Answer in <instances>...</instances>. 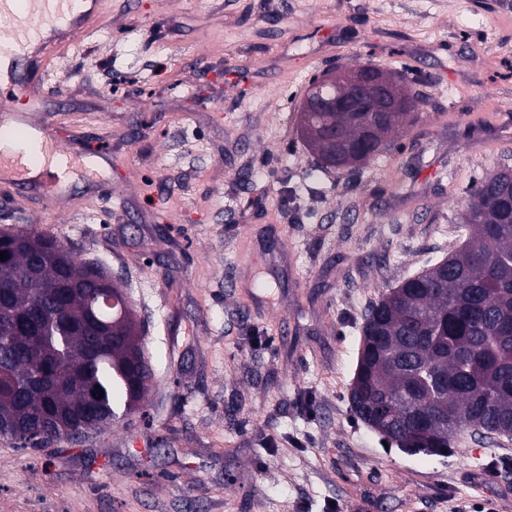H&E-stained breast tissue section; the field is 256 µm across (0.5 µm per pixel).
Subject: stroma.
Wrapping results in <instances>:
<instances>
[{
	"instance_id": "1",
	"label": "stroma",
	"mask_w": 512,
	"mask_h": 512,
	"mask_svg": "<svg viewBox=\"0 0 512 512\" xmlns=\"http://www.w3.org/2000/svg\"><path fill=\"white\" fill-rule=\"evenodd\" d=\"M355 63L441 81L397 161L325 170L300 106ZM43 100L79 156L68 202L0 188V229L99 263L154 377L80 440L0 438V512H512V468L481 480L512 436L406 454L349 400L368 309L459 247L469 187L512 166V0H102ZM245 263L275 282L258 310Z\"/></svg>"
}]
</instances>
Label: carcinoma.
<instances>
[{"label":"carcinoma","mask_w":512,"mask_h":512,"mask_svg":"<svg viewBox=\"0 0 512 512\" xmlns=\"http://www.w3.org/2000/svg\"><path fill=\"white\" fill-rule=\"evenodd\" d=\"M406 96L409 112H372L367 99L325 87L326 104L300 109V136L329 169L360 167L390 151L392 134L415 123L427 98L405 73L385 74ZM505 165L469 192L460 217L464 244L407 278L368 312L366 350L351 393L358 417L389 416L404 452L451 447L464 428L484 436L512 435V180ZM0 372L25 385L0 394V424L21 448H35L46 415L82 418L90 392L101 388L97 417L110 423L140 409L149 385L131 394L128 368L143 351L133 306L112 287L113 303L99 305L106 330L84 324L87 271L60 242L42 234L0 230Z\"/></svg>","instance_id":"obj_1"}]
</instances>
